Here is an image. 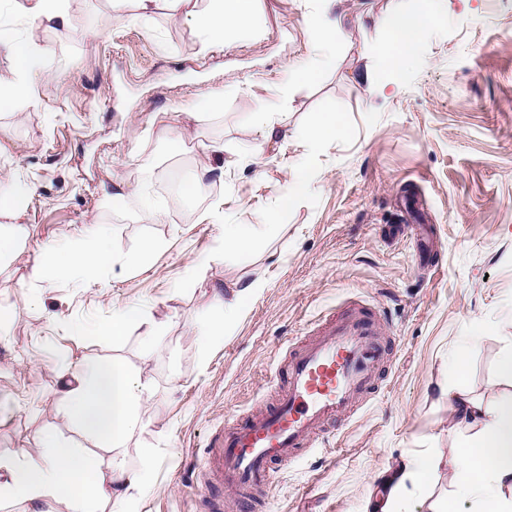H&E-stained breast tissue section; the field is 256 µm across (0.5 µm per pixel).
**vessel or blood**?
<instances>
[{"mask_svg": "<svg viewBox=\"0 0 512 512\" xmlns=\"http://www.w3.org/2000/svg\"><path fill=\"white\" fill-rule=\"evenodd\" d=\"M377 331L371 315L357 312L290 352L276 400L211 437L205 450L210 474L199 480L201 500L217 497L221 486L242 500L270 487L278 466L311 447L326 422L368 393L387 356Z\"/></svg>", "mask_w": 512, "mask_h": 512, "instance_id": "vessel-or-blood-1", "label": "vessel or blood"}]
</instances>
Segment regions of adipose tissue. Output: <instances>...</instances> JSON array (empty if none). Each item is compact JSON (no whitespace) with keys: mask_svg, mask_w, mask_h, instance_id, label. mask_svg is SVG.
I'll use <instances>...</instances> for the list:
<instances>
[{"mask_svg":"<svg viewBox=\"0 0 512 512\" xmlns=\"http://www.w3.org/2000/svg\"><path fill=\"white\" fill-rule=\"evenodd\" d=\"M186 20L202 37L204 45L223 44L233 36L252 33L261 17L259 0H176ZM15 14L40 26H67L69 0H11ZM447 13L444 0H388L375 16V27L385 37L377 57L390 74L402 73L416 56L425 31L441 23ZM363 28L362 18L324 7L313 24L314 57L288 67V80L314 82L336 60V43L349 26ZM48 46L35 38L19 39L0 28V56L10 65L0 70V107L31 102L35 86L45 78ZM32 189L20 179L0 177V257L14 252L24 233L23 218ZM107 234L94 228L90 241L69 240L48 250L32 269L33 277L51 273L69 280L108 263ZM60 392L68 403L70 419L88 435L114 451L110 465L97 456L80 454L54 435L42 437L45 456L31 464L22 456L0 459V496L30 505L45 500H73L77 512H100L102 505L118 502L123 512H137L141 488L153 467L145 458L140 471H128L116 450L127 435L141 425L140 411L150 396L141 377L111 363L76 364L57 359ZM456 416L469 436L460 441L451 463L453 492L430 503L429 512H512V395L502 397L494 409L456 394ZM435 472L431 460L404 459L383 477L384 495L369 504L370 512H410L416 491L427 487Z\"/></svg>","mask_w":512,"mask_h":512,"instance_id":"ef3b65f1","label":"adipose tissue"}]
</instances>
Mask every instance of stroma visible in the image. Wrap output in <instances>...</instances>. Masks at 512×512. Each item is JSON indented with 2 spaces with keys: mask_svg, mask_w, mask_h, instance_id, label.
Instances as JSON below:
<instances>
[{
  "mask_svg": "<svg viewBox=\"0 0 512 512\" xmlns=\"http://www.w3.org/2000/svg\"><path fill=\"white\" fill-rule=\"evenodd\" d=\"M322 0H261L258 32L203 47L165 0L150 25L114 20L107 0H70L67 27L32 28L0 0V24L51 49L31 104L0 108V174L29 182L27 238L0 259V304L14 308L0 337V458L42 462V435L94 449L68 419L55 357L114 362L149 382L143 425L120 450L129 469L152 457L140 512H201L191 486L208 435L273 392L284 340L357 305L377 306L392 351L360 408L327 426L315 447L282 467L252 512H367L381 474L408 457L436 465L414 512L450 494L461 431L448 397L449 357L468 351L466 391L495 405L512 392L498 373L512 348V0H447L405 77L385 91L361 81L383 33L351 31L336 62L313 83L288 81L312 53ZM223 96L221 113L190 118L199 97ZM272 106L286 137L247 154L250 115ZM320 111L347 134L313 141ZM224 150L207 158L201 143ZM214 162L201 194L177 203L154 189ZM319 180L286 213L279 198L296 171ZM128 197L114 198L116 185ZM148 196L162 217L140 216ZM432 233L441 267L419 266L412 238L392 239L406 198ZM219 207L238 224L274 227L246 254L201 221ZM109 232L110 263L71 281L32 278L35 258L91 224ZM162 250L143 254L145 241ZM262 288L213 345V288ZM132 307L127 336L106 339L96 322ZM166 327L152 349L144 338Z\"/></svg>",
  "mask_w": 512,
  "mask_h": 512,
  "instance_id": "stroma-1",
  "label": "stroma"
}]
</instances>
